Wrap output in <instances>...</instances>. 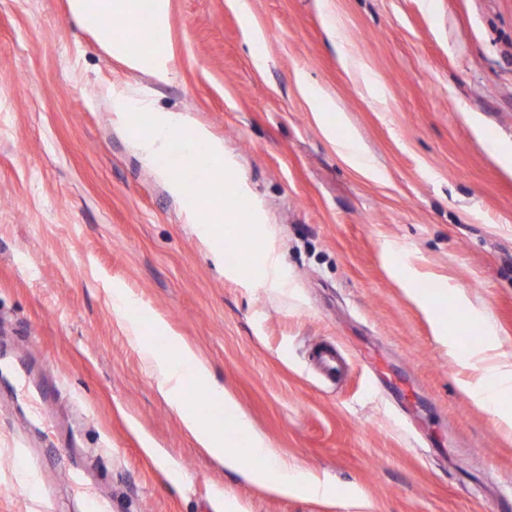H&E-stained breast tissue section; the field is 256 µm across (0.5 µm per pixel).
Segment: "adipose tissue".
<instances>
[{"label": "adipose tissue", "mask_w": 512, "mask_h": 512, "mask_svg": "<svg viewBox=\"0 0 512 512\" xmlns=\"http://www.w3.org/2000/svg\"><path fill=\"white\" fill-rule=\"evenodd\" d=\"M70 8L73 17L94 33L97 43L113 59L156 79L167 78L168 54L156 51L139 31L119 28L120 22L139 16L140 0H70ZM485 348L489 352L484 368L486 383L471 390L470 395L477 404L496 405L501 422L511 429L512 362L496 359L494 339H487Z\"/></svg>", "instance_id": "obj_1"}]
</instances>
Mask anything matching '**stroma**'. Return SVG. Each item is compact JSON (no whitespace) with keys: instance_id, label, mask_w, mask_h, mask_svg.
<instances>
[{"instance_id":"stroma-1","label":"stroma","mask_w":512,"mask_h":512,"mask_svg":"<svg viewBox=\"0 0 512 512\" xmlns=\"http://www.w3.org/2000/svg\"><path fill=\"white\" fill-rule=\"evenodd\" d=\"M248 4L170 0L159 81L69 0H0V364L44 389L0 384V512H512V431L464 391L487 329L512 361V0ZM112 88L223 143L287 288L215 265L115 128ZM408 280L444 285L439 317ZM112 288L333 498L268 492L200 448ZM323 340L340 383L311 369Z\"/></svg>"}]
</instances>
